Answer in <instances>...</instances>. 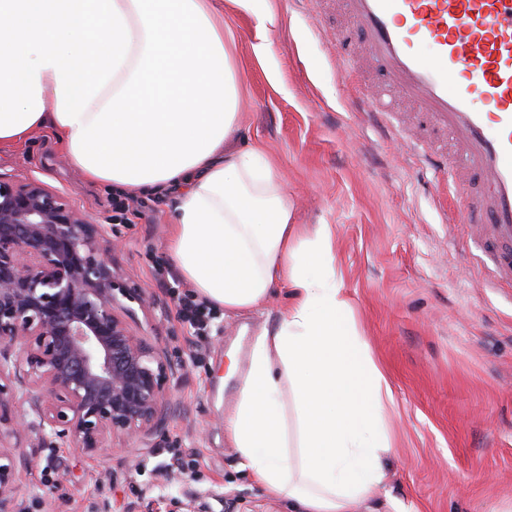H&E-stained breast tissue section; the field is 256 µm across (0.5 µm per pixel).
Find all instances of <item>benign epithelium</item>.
<instances>
[{
	"mask_svg": "<svg viewBox=\"0 0 512 512\" xmlns=\"http://www.w3.org/2000/svg\"><path fill=\"white\" fill-rule=\"evenodd\" d=\"M113 244L63 195L0 177V512H18L16 468L2 449L34 427L96 456L134 449L161 423L168 358L133 334L118 296L142 301L112 270ZM29 377L33 425L13 414Z\"/></svg>",
	"mask_w": 512,
	"mask_h": 512,
	"instance_id": "obj_1",
	"label": "benign epithelium"
}]
</instances>
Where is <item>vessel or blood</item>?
<instances>
[{
  "mask_svg": "<svg viewBox=\"0 0 512 512\" xmlns=\"http://www.w3.org/2000/svg\"><path fill=\"white\" fill-rule=\"evenodd\" d=\"M368 60L452 156L432 166L463 194L451 219L475 224L490 247L496 286L512 285V0H340Z\"/></svg>",
  "mask_w": 512,
  "mask_h": 512,
  "instance_id": "b4317fda",
  "label": "vessel or blood"
}]
</instances>
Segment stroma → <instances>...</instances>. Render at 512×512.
Wrapping results in <instances>:
<instances>
[{
	"instance_id": "1",
	"label": "stroma",
	"mask_w": 512,
	"mask_h": 512,
	"mask_svg": "<svg viewBox=\"0 0 512 512\" xmlns=\"http://www.w3.org/2000/svg\"><path fill=\"white\" fill-rule=\"evenodd\" d=\"M312 0L224 6L243 82L238 144H258L280 167L302 227L334 228L336 270L362 339L392 394L381 412L391 451L361 512H507L512 507V288H488L474 224L442 208L446 174L387 140L355 109L342 60L350 43L335 13ZM272 12L271 52L253 54L257 14ZM0 177L35 179L63 194L115 242L116 278L142 297L117 307L133 333L180 370L162 421L139 451L88 458L31 434L14 459L21 512H292L238 467L224 434L256 333L289 302L274 288L262 314L213 308L205 334L178 315L190 286L166 250L175 202L139 195L117 213L111 191L87 182L46 135L0 152Z\"/></svg>"
}]
</instances>
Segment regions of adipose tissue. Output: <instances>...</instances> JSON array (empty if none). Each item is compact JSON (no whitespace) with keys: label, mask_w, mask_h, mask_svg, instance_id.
I'll return each instance as SVG.
<instances>
[{"label":"adipose tissue","mask_w":512,"mask_h":512,"mask_svg":"<svg viewBox=\"0 0 512 512\" xmlns=\"http://www.w3.org/2000/svg\"><path fill=\"white\" fill-rule=\"evenodd\" d=\"M220 2L0 0V151L47 130L89 182L173 194L169 257L226 313L262 312L272 289L290 284L224 427L239 468L270 493L302 512H355L390 450L379 415L391 393L359 340L331 225L301 237L276 160L230 139L239 73ZM318 258L322 274L306 275L304 262Z\"/></svg>","instance_id":"ef3b65f1"}]
</instances>
